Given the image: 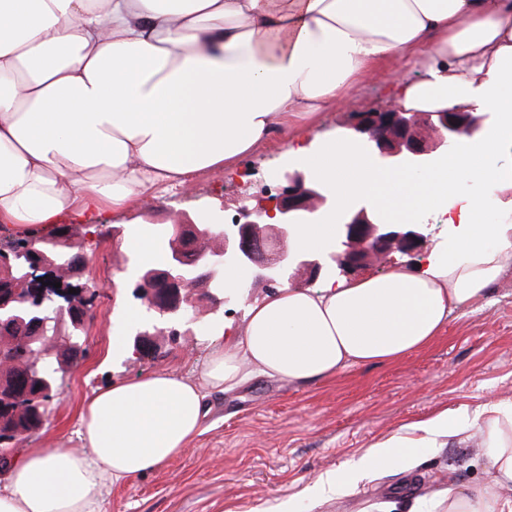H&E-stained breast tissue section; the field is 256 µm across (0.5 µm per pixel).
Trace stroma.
<instances>
[{"instance_id": "obj_1", "label": "stroma", "mask_w": 512, "mask_h": 512, "mask_svg": "<svg viewBox=\"0 0 512 512\" xmlns=\"http://www.w3.org/2000/svg\"><path fill=\"white\" fill-rule=\"evenodd\" d=\"M390 80L378 75L343 105L328 108L318 133L352 127L358 114L389 108ZM289 165L273 141L235 171L198 174L190 189L150 192L132 211L103 216L97 234L87 233L82 217H69L85 257L79 280L98 287L94 315L83 354L60 381L47 421L13 443L8 456L25 447L79 448L78 412L97 388L160 369L189 374L213 336L211 319L242 323L247 303L268 291L265 283L245 279L244 301L220 306L214 315L207 304H197L193 335L162 339L152 356H127L132 319L146 314L135 296L144 263L137 251L113 240L111 229L130 237L148 225L170 223L175 214L217 205L232 222L240 207L276 194V177ZM117 274L125 278L119 292L110 286ZM209 402L205 430L184 453L142 477L108 484L104 512H383L391 501L398 512H444L439 501L448 486L474 490L487 483L478 439L418 449L408 471L387 467L361 478L356 472L371 444L436 409L472 412L512 403V271L485 301L453 316L431 347L398 362L354 365L306 385L256 380ZM327 475L335 476V488L313 492L315 481Z\"/></svg>"}]
</instances>
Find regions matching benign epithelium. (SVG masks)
Masks as SVG:
<instances>
[{
    "instance_id": "benign-epithelium-1",
    "label": "benign epithelium",
    "mask_w": 512,
    "mask_h": 512,
    "mask_svg": "<svg viewBox=\"0 0 512 512\" xmlns=\"http://www.w3.org/2000/svg\"><path fill=\"white\" fill-rule=\"evenodd\" d=\"M427 128L420 126L417 114L390 108L360 115L353 129L361 134L359 144L369 149L376 162L385 167L402 165L412 171L432 165L435 152H447L461 137L479 132L484 117L472 112L448 110L434 113ZM287 185L271 203L258 209L242 207L231 224H224L223 210L212 208L199 215L181 213L175 221L180 237L194 240L192 255L177 243L172 244L163 269L142 271L138 275L136 295L156 316L143 319L133 329L137 342L156 339L166 325L174 336L187 323V308L196 287L208 288L205 298L216 300L211 292L229 268L247 271L255 279L273 285L292 283L301 273L316 277L331 260L342 271L357 268L371 259L384 260L394 252L411 253L426 239L423 224H388L379 214L368 210L361 200L352 201L341 221L327 255L290 252L288 239L302 224H320L336 210V199L321 181L295 170L283 175ZM224 228V236L214 238V230ZM272 227L279 243L276 255L263 246L264 229ZM62 253L51 256L36 249L0 252V266L12 271L11 287L0 289V329L20 336L22 358H13L15 350L0 344L1 369L12 358L21 377L40 382L51 393L53 381L44 371L51 357L47 345L64 340L68 349L80 347L88 320L92 317L94 290L87 284H75V271L69 261L57 262ZM61 287H54V283ZM75 292H70V289ZM181 334L192 335L187 328Z\"/></svg>"
}]
</instances>
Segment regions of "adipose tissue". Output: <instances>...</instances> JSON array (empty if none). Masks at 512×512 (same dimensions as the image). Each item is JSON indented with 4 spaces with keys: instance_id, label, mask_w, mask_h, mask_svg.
I'll list each match as a JSON object with an SVG mask.
<instances>
[{
    "instance_id": "obj_1",
    "label": "adipose tissue",
    "mask_w": 512,
    "mask_h": 512,
    "mask_svg": "<svg viewBox=\"0 0 512 512\" xmlns=\"http://www.w3.org/2000/svg\"><path fill=\"white\" fill-rule=\"evenodd\" d=\"M386 69L401 74L405 111L487 110L500 123L416 174L376 168L350 130L303 145L322 112ZM275 139L337 209L359 196L382 213L436 210L446 237L411 266L248 304L192 376L100 388L80 414L81 450L24 449L0 512H102L105 480L143 476L201 434L209 394L399 361L512 269V224L484 218L486 195H512V0H0V230L46 234L72 213L92 223ZM464 183L481 193L460 195ZM474 428L488 484L449 489L448 512H512V405L404 425L369 447L364 470L409 466L415 449Z\"/></svg>"
}]
</instances>
